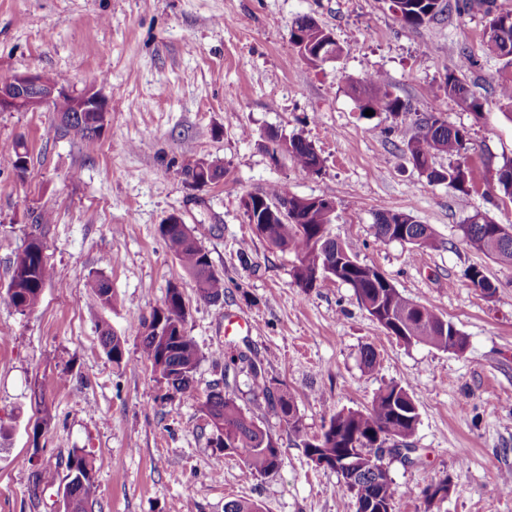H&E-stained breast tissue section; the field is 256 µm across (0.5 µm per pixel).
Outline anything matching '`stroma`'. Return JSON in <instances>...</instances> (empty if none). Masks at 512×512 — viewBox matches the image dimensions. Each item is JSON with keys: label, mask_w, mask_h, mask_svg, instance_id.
<instances>
[{"label": "stroma", "mask_w": 512, "mask_h": 512, "mask_svg": "<svg viewBox=\"0 0 512 512\" xmlns=\"http://www.w3.org/2000/svg\"><path fill=\"white\" fill-rule=\"evenodd\" d=\"M302 15L333 34L336 61L316 67L299 55L289 31ZM487 23L484 13L455 11L411 28L388 0H0V81L59 73L108 108L90 147L51 110L0 112V144L20 139L29 151L25 178L0 166V512H64L59 491L75 448L93 464L94 512H224L239 498L264 512H356L337 473L311 462L243 374L228 390L277 440L282 463L259 475L228 456L213 475L201 404L222 378L219 351L261 364L311 436L336 411L370 405L385 384L408 383L419 413L414 461L382 459L396 512H512L502 486L512 477V265L467 245L459 229L477 210L512 225V199L496 180L512 159V119L497 95L512 66L489 51ZM463 54L473 61L465 69ZM451 71L480 98L481 114L439 93ZM375 72L406 114L364 115L351 86ZM427 112L468 130V193L428 182L410 160L405 133ZM271 134L311 141L321 173L304 178L288 158L272 160ZM201 157L222 166L223 179L189 185L182 170ZM272 183L334 197L331 234L403 297L452 322L465 350L385 335L341 281L298 288L295 253L256 237L244 214V197ZM389 211L428 225L434 247L419 255L376 241V218ZM42 214L49 223H38ZM173 214L223 277V300L199 299L167 250L159 226ZM34 237L54 277L22 314L7 287ZM473 266L492 292L471 284ZM96 275L111 285L109 306L84 288ZM172 284L200 352L183 393L155 379L139 339L140 319ZM228 316L245 327L225 334ZM104 328L124 342L122 365L102 346ZM368 345L379 360L371 372L360 357ZM430 477L450 490L429 507Z\"/></svg>", "instance_id": "stroma-1"}]
</instances>
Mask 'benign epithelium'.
<instances>
[{
  "instance_id": "benign-epithelium-1",
  "label": "benign epithelium",
  "mask_w": 512,
  "mask_h": 512,
  "mask_svg": "<svg viewBox=\"0 0 512 512\" xmlns=\"http://www.w3.org/2000/svg\"><path fill=\"white\" fill-rule=\"evenodd\" d=\"M68 99L72 112H93L96 124L105 125L107 105L95 92L85 90L74 93L67 84L46 82L40 72H25L0 81V112H37L53 108L54 103Z\"/></svg>"
}]
</instances>
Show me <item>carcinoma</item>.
I'll use <instances>...</instances> for the list:
<instances>
[{
  "instance_id": "cac0c4a2",
  "label": "carcinoma",
  "mask_w": 512,
  "mask_h": 512,
  "mask_svg": "<svg viewBox=\"0 0 512 512\" xmlns=\"http://www.w3.org/2000/svg\"><path fill=\"white\" fill-rule=\"evenodd\" d=\"M390 8L406 26L419 27L452 11L447 0H390ZM485 14L491 16L488 48L499 57L512 58V12L497 11L495 0H481ZM329 32L318 26L309 16L297 17L290 29V39L298 53L315 64L319 44L328 39ZM444 92L465 110L481 114L482 103L476 98L453 71L448 72ZM362 102L361 109L374 112H390L399 115L407 110V104L387 89L383 74L374 73L366 84L354 87ZM66 130L74 133L86 145L95 144L101 137L95 126V118L89 112L68 115ZM468 130L452 127L438 112H428L416 119L405 136V146L418 171L430 183H445L448 189L468 191L469 171L450 164L442 170L434 166L433 158L439 154L459 157L469 149ZM290 148L285 156L296 172L304 177L317 175L323 161L313 145L300 136L288 139ZM29 154L20 140L0 144V163L11 167L22 179L28 171ZM184 174L195 186H205L224 176L219 164L199 158L188 166ZM288 215H268L266 210H252L249 221L256 222V236L282 251H292L300 258L293 278L298 287L308 290L317 287L318 276H333L354 289L361 306L371 304L368 314L380 321L385 334L403 340L407 344L427 343L446 350L450 346L466 345V338L448 320L434 309L405 299L391 281L378 269L336 258L337 240L324 228L322 209L300 202H291ZM408 226V243L414 250L424 252L434 246L429 227L418 223L406 212L381 214L374 225L375 238L379 242L392 241L391 225ZM496 224L481 214L478 223L460 225L463 238L473 248L504 264H512V238L495 236ZM159 233L169 252L178 260L184 272L193 281L198 297L209 303L224 298V278L216 274L208 252L193 234L192 228L183 223L161 224ZM43 243L33 238L19 253L13 263L8 290L9 302L21 313L34 311L41 300L45 284L52 279ZM103 305L112 301V289L108 281L95 276L84 284ZM141 349L152 373L170 383L177 391L193 386L194 374L199 362V351L194 339L186 331V305L183 292L175 285L167 289L163 305L154 309L150 319L140 324ZM101 342L112 363L121 365L124 347L121 339L107 329L101 331ZM248 375L254 389L261 391L271 409L288 424L294 436L302 442L308 458L317 466L325 460L329 469L336 471L340 489L350 493L356 501V512H362L363 503L375 502L383 512H396V489L387 471L366 469L359 472L355 482H350L342 462L351 448H379L385 442L394 441V453L404 460L416 452L409 439L418 424V412L408 392V384L390 382L382 387L371 405L361 411L340 410L329 418L318 436H308L296 415L293 400L287 393L275 395L267 385L264 370L248 362ZM201 411L209 418L212 429L210 442L216 449L214 463L223 462L226 455H238L248 468L265 475L281 465V452L277 441L249 416L236 399L218 389L211 390L202 403ZM66 483L63 487L65 512H92L96 503L97 486L93 479V466L80 449L73 450L67 461ZM224 512H262L255 501L235 499L224 503Z\"/></svg>"
}]
</instances>
